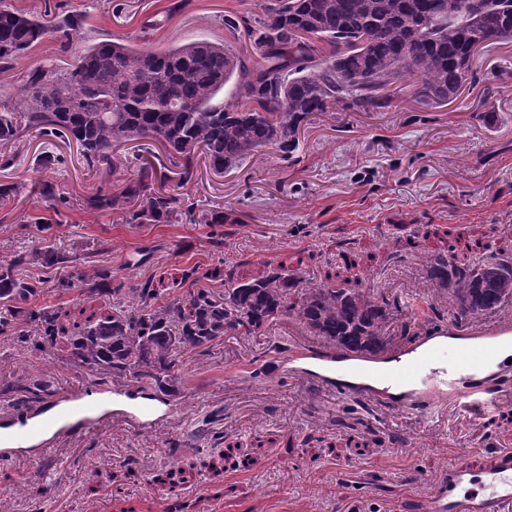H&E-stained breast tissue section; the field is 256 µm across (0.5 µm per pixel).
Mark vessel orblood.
<instances>
[{"label": "vessel or blood", "mask_w": 512, "mask_h": 512, "mask_svg": "<svg viewBox=\"0 0 512 512\" xmlns=\"http://www.w3.org/2000/svg\"><path fill=\"white\" fill-rule=\"evenodd\" d=\"M274 371L381 415H407L434 427L444 420L440 408L448 405L480 422L500 410L502 388L512 380V321L426 325L410 342L375 353L308 342L275 363ZM126 390L123 384L112 388L113 422L145 431L177 412L163 394L141 401L127 396ZM53 407L58 419L74 415L85 428L107 418L81 391L66 393ZM37 429V424L20 422L9 444L0 447V462L17 461V449L25 447ZM409 509L512 512V452L497 451L479 462L464 456L451 459L427 491L411 499Z\"/></svg>", "instance_id": "vessel-or-blood-1"}]
</instances>
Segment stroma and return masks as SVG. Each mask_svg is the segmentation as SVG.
<instances>
[{
  "mask_svg": "<svg viewBox=\"0 0 512 512\" xmlns=\"http://www.w3.org/2000/svg\"><path fill=\"white\" fill-rule=\"evenodd\" d=\"M56 19L84 18L85 44L103 39L160 49L195 39L232 41L246 63L249 42L232 38L225 17L251 18L262 0H59ZM512 41L482 52L475 73L454 100L425 104L422 82H401L389 107L378 112L314 114L292 156L264 148L218 173L198 159L186 185L167 181L182 199L174 224H130L124 213L98 212L86 200L115 192L137 173L128 165L112 175L89 166L75 143L28 132L0 144L9 158L0 183L17 187L0 202V258L49 244L68 257L48 282L70 277L59 302L67 321L112 309L108 294H90L83 274L111 267L115 281L133 287L154 279L158 288L179 282L196 266L235 268L252 277L286 265L316 283L341 276L360 291L397 301L387 324L389 344L402 336L407 316L434 324L456 318L448 293L427 276L433 252L475 243L470 259L512 253ZM52 159L41 166L38 155ZM221 211L227 224L199 216ZM50 229L37 239L30 224ZM224 238L212 251L211 235ZM355 268L345 269V259ZM299 343L311 334L286 315L263 336H228L209 355L191 359L175 399V417L141 432L105 423L59 441L51 454L27 449V461L0 463V512H402L423 494L448 461L512 449V383L498 415L482 423L454 412L447 429L413 418L397 426L352 402L296 380L277 379L267 360L276 335ZM54 381L57 393L97 390V372L75 364L63 346L29 352L0 334V381L23 376ZM213 421L236 461L228 464L201 441L170 455L168 444ZM400 436L391 444V436ZM191 473L171 486L158 476L169 460Z\"/></svg>",
  "mask_w": 512,
  "mask_h": 512,
  "instance_id": "1",
  "label": "stroma"
}]
</instances>
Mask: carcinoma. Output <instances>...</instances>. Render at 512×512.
Instances as JSON below:
<instances>
[{"mask_svg": "<svg viewBox=\"0 0 512 512\" xmlns=\"http://www.w3.org/2000/svg\"><path fill=\"white\" fill-rule=\"evenodd\" d=\"M262 10L264 15L240 26L257 55L250 67L227 42L145 51L102 40L63 69L23 72L17 103L0 86V143L30 131L65 138L77 144L86 163L109 176L129 162L122 146L149 140L163 148L183 186L200 156L216 172L261 148L288 156L312 115L379 111L389 105L385 91L410 76L423 77L425 101L455 99L474 73L473 47L512 37V0H264ZM224 26L240 28L232 18ZM48 32L43 18L0 0V74L13 70ZM229 82L233 100L218 101ZM165 169L144 159L137 178L120 192L96 194L87 205L127 209L131 224H173L181 198L156 189L170 179ZM66 262L51 245L0 260V334L10 331L35 351L62 339L80 365L171 397L179 394L187 357L209 353L226 336L261 335L293 312L313 335L349 350L374 352L387 344V299L372 300L346 279L304 286L282 265L250 281L235 278L231 269L202 275L194 266L182 273L183 291L169 300L151 279L125 292L112 282V269L100 266L85 281L88 292L115 297L112 313L67 328L55 307L34 302L50 290L70 292L69 278L58 277L49 289L30 273ZM427 272L464 316L491 314L512 298L509 254L482 264L436 254ZM202 277L223 282V289L197 287ZM55 393L40 377L0 388L18 412ZM199 434L215 448L224 444V434L204 425L171 447L191 448Z\"/></svg>", "mask_w": 512, "mask_h": 512, "instance_id": "1", "label": "carcinoma"}]
</instances>
